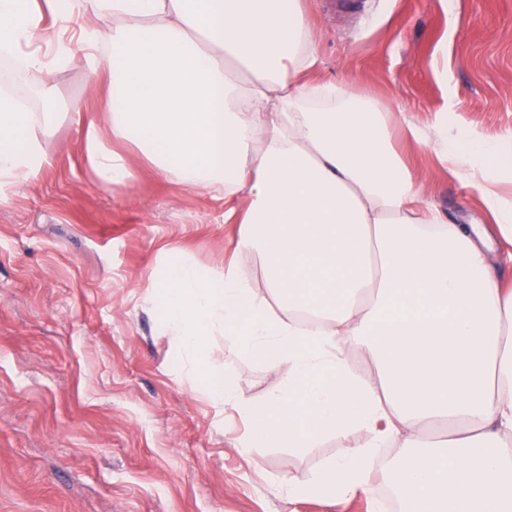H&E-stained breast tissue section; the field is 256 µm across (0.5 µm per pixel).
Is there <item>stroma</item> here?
<instances>
[{
    "label": "stroma",
    "instance_id": "obj_1",
    "mask_svg": "<svg viewBox=\"0 0 512 512\" xmlns=\"http://www.w3.org/2000/svg\"><path fill=\"white\" fill-rule=\"evenodd\" d=\"M300 2L317 59L307 80L378 102L433 206L451 223L491 227L463 169L412 132L497 138L499 162H512V0H361L341 16ZM54 80L59 104L82 101L85 113L44 140L36 178L0 185V512H372L376 482L344 503L277 492L361 435L243 449L253 424L205 392L167 329L159 281L182 261L210 269L233 257L258 283L259 256L236 252L223 201L168 180L135 150L133 188L101 187L76 125L99 108L88 73L76 58ZM206 356L245 396L284 384L236 337L212 336Z\"/></svg>",
    "mask_w": 512,
    "mask_h": 512
}]
</instances>
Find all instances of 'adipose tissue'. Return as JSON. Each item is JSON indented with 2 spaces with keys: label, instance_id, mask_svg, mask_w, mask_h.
Listing matches in <instances>:
<instances>
[{
  "label": "adipose tissue",
  "instance_id": "ef3b65f1",
  "mask_svg": "<svg viewBox=\"0 0 512 512\" xmlns=\"http://www.w3.org/2000/svg\"><path fill=\"white\" fill-rule=\"evenodd\" d=\"M78 25L77 43L40 44L47 26ZM309 23L295 0H0V50L15 54L46 103L39 115L0 97V178L36 177L53 112L54 59L81 49L103 124L81 131L98 183L135 179L136 148L168 179L224 200L237 249L257 253L264 284L236 260L184 261L165 272L168 327L196 356L214 402L262 416L264 440L309 448L365 433L313 479L280 493L342 503L370 492L379 454L411 512H512V289L488 260L512 246V200L499 191L497 140L447 146L494 217L495 230L448 223L407 176L371 100L308 108L336 89L309 83ZM284 367L255 401L204 359L211 336ZM377 375L356 379L350 347ZM443 422L446 438L429 441Z\"/></svg>",
  "mask_w": 512,
  "mask_h": 512
}]
</instances>
